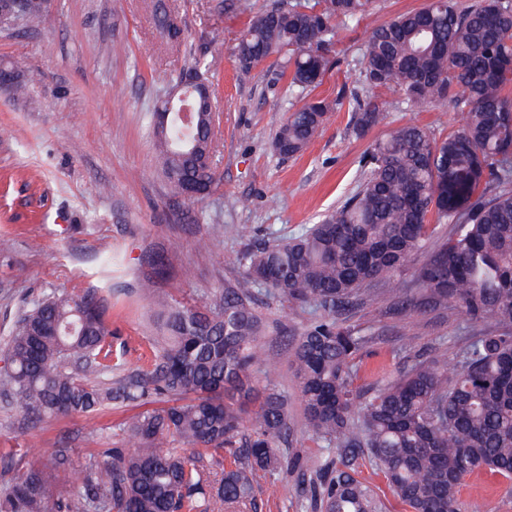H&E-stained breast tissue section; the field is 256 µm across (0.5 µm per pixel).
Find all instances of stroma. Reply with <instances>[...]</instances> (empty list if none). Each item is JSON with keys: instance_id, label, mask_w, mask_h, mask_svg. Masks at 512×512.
I'll list each match as a JSON object with an SVG mask.
<instances>
[{"instance_id": "35a3bbf8", "label": "stroma", "mask_w": 512, "mask_h": 512, "mask_svg": "<svg viewBox=\"0 0 512 512\" xmlns=\"http://www.w3.org/2000/svg\"><path fill=\"white\" fill-rule=\"evenodd\" d=\"M423 2L383 0L360 25L339 26L329 52L334 66L313 97L348 100L362 93L361 45L370 30ZM218 3L176 0L191 38L205 28L219 34L204 78L216 114L221 181L195 204L172 202L152 122L190 49L158 38L150 0H52L38 31H0V62L22 59L31 87L25 99L0 89V130L6 132L0 137V342L33 301L62 289L104 288L112 292L114 359L129 373L148 368L158 319L143 283L176 302L211 301L238 275L230 263L234 254L287 239L350 197L364 177L369 147L392 127L412 122L439 139L458 131L460 120L449 107L393 105L386 124L360 136L347 104L329 114L301 155H277L272 139L300 99L288 88L283 58L239 72L233 48L246 20L224 13ZM242 225L253 227V235L237 236ZM258 309L268 362L254 376L284 393L291 431L279 445L281 494L269 496L268 473L253 476L257 512H312L296 492L292 464L298 457L325 462L334 453L306 426L291 359L295 339L319 314L266 293ZM344 321L369 339L353 361L360 390L397 378L414 359L454 356L473 329L452 301L419 304L403 320L387 304L366 306ZM132 413L128 406H110L90 417L31 425L0 391V486L30 456L64 448L79 464L120 444L119 425ZM352 474L371 486L383 512H410L368 455L354 461ZM460 500L466 512H512V480L475 471L464 477Z\"/></svg>"}]
</instances>
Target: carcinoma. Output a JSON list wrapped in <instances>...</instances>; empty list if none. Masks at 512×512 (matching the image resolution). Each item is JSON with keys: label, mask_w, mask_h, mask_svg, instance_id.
I'll use <instances>...</instances> for the list:
<instances>
[{"label": "carcinoma", "mask_w": 512, "mask_h": 512, "mask_svg": "<svg viewBox=\"0 0 512 512\" xmlns=\"http://www.w3.org/2000/svg\"><path fill=\"white\" fill-rule=\"evenodd\" d=\"M379 0H288L262 11L253 0H224V11L250 17L234 54L250 73L286 56L289 90L312 91L329 68L336 25L373 15ZM160 37L185 41L174 0H151ZM44 0H25L16 28L36 31ZM199 54L177 77L187 84L210 68ZM360 79L368 96L355 100L360 135L383 123L387 106L446 105L461 116L458 132L437 140L414 124L373 143L357 191L317 224L286 241L235 255L239 270L224 294L202 306L158 298L163 336L150 368L111 383L108 297L95 290L57 293L30 304L5 343L6 390L33 423L91 415L110 402L174 397L178 403L130 416L123 447L104 448L75 467L64 456L33 458L0 489V512H213L256 508L252 474L281 468L280 442L290 425L287 401L259 387L263 321L256 297L265 287L322 319L299 336L293 365L306 423L337 451L339 462L299 459L310 472L304 491L319 512H379L373 490L350 473L366 448L412 512H460L463 478L478 469L512 477V0H426L373 28L364 43ZM0 87L29 91L19 61L0 64ZM189 123L173 112L154 126L161 170L173 196L194 182L218 183L209 161L215 113L196 84ZM381 91L389 99L378 102ZM342 100L312 99L288 114L274 148L304 151ZM453 225L416 272L435 303L452 300L484 325L453 359L417 360L396 379L357 391L352 360L367 339L337 316L355 306L392 303L402 317L415 304L394 279L425 246L427 216ZM184 444L173 447L174 441ZM227 448L235 468L211 479L200 449Z\"/></svg>", "instance_id": "1"}]
</instances>
